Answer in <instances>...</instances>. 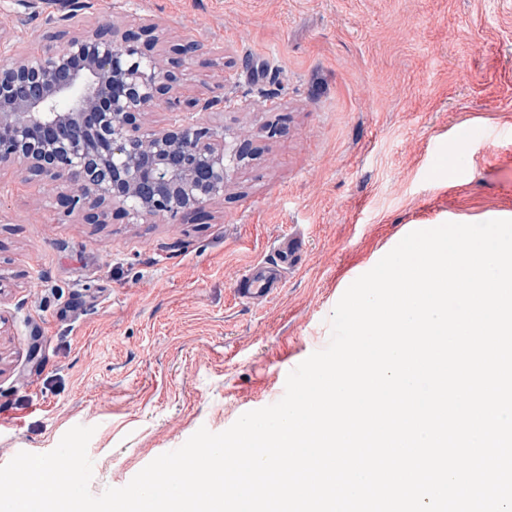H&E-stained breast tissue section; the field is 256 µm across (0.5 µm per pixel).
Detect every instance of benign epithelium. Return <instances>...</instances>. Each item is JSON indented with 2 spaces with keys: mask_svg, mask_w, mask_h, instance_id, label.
Listing matches in <instances>:
<instances>
[{
  "mask_svg": "<svg viewBox=\"0 0 512 512\" xmlns=\"http://www.w3.org/2000/svg\"><path fill=\"white\" fill-rule=\"evenodd\" d=\"M136 41L107 21L72 35L63 53L47 48L0 66V166L68 187L58 195L63 213L88 224L111 208L131 224L199 211L224 197L252 156L251 139L206 123L147 128L161 100L180 111L200 46L187 41L164 62Z\"/></svg>",
  "mask_w": 512,
  "mask_h": 512,
  "instance_id": "obj_1",
  "label": "benign epithelium"
}]
</instances>
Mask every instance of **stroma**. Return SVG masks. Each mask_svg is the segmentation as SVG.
I'll return each instance as SVG.
<instances>
[{
	"instance_id": "obj_1",
	"label": "stroma",
	"mask_w": 512,
	"mask_h": 512,
	"mask_svg": "<svg viewBox=\"0 0 512 512\" xmlns=\"http://www.w3.org/2000/svg\"><path fill=\"white\" fill-rule=\"evenodd\" d=\"M73 11L83 31L155 22L159 57L200 43L184 96L223 98L216 128L276 133L201 220L88 224L0 169V465L91 426L92 494L123 487L279 401L409 230L512 218V0H0V32L61 52ZM286 236L279 290L242 298Z\"/></svg>"
}]
</instances>
